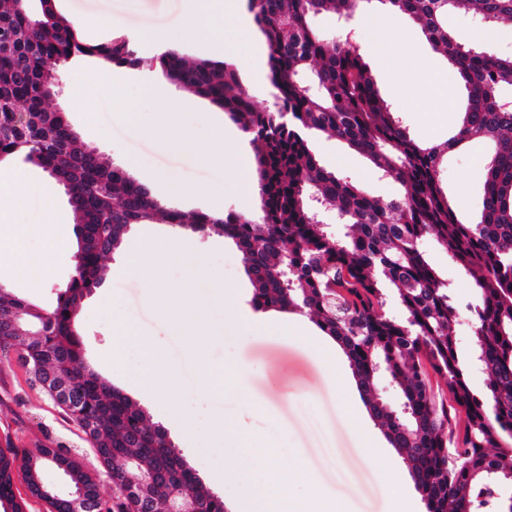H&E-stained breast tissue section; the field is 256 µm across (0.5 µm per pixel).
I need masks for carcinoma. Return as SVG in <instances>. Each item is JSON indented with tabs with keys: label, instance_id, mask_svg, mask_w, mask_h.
Wrapping results in <instances>:
<instances>
[{
	"label": "carcinoma",
	"instance_id": "1",
	"mask_svg": "<svg viewBox=\"0 0 512 512\" xmlns=\"http://www.w3.org/2000/svg\"><path fill=\"white\" fill-rule=\"evenodd\" d=\"M364 0H247L266 45L271 110L255 108L228 63L192 60L175 49L160 57L166 76L228 112L257 147L258 218L227 212L186 215L88 145L55 108L58 68L77 55L96 54L117 66L136 63L126 38L86 43L55 0L36 2L39 21L17 0H0V161L16 156L69 189L76 224L74 274L49 308L0 286V355L14 354L45 369L37 388L79 427L99 468L91 471L61 446L0 448V505L25 512L14 495L19 470L48 512H71V498L43 481L59 472L73 491L99 500V512H153L185 494L197 512H226L131 398L85 360L75 331L83 299L105 279L106 258L134 224L162 221L224 236L242 255L260 311L308 315L345 354L372 417L406 464L426 512H512V56L458 44L448 16L463 13L486 28L512 24V0H384L422 24L434 49L464 81L468 106L455 134L435 145L414 141L379 94L363 55L330 40L316 18L353 15ZM331 134L363 155L376 173L400 182L402 194L377 198L364 185L325 167L313 140ZM475 136L490 145L482 211L464 223L442 188L438 170L448 151ZM349 227L339 239L320 224L310 196ZM434 239L448 258L473 274L474 296L464 306L422 249ZM394 292L402 314L387 310ZM469 314L474 345L462 354L452 327ZM23 329L41 336H20ZM488 375L485 390L469 384L474 369ZM385 376L401 392L403 413L376 395ZM452 390V401L438 380ZM112 474V495H101L99 469Z\"/></svg>",
	"mask_w": 512,
	"mask_h": 512
}]
</instances>
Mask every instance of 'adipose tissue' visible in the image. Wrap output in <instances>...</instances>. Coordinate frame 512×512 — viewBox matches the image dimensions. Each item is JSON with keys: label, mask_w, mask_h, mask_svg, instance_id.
<instances>
[{"label": "adipose tissue", "mask_w": 512, "mask_h": 512, "mask_svg": "<svg viewBox=\"0 0 512 512\" xmlns=\"http://www.w3.org/2000/svg\"><path fill=\"white\" fill-rule=\"evenodd\" d=\"M193 8L182 14L178 25L186 36H194L200 30L211 33L204 45V52L220 55L224 52V10L234 7L236 0H193ZM34 185L14 175L8 166L0 164V241L5 244L4 255L18 265H27L30 287L38 288L47 278V273L36 260L27 255L24 238L14 230L12 213L26 206ZM123 274L145 279L148 283L147 296L152 305L169 311L180 304L192 301L190 291L175 293L165 282V269L158 260V249L148 242L137 240L127 248ZM112 316V361L120 363L121 350L126 346L136 347L141 356L140 365L134 376V384L144 395L170 394L176 391L180 380L167 366L153 341L141 336L131 316L126 315L119 304L109 307ZM221 331L207 329L189 345L196 354L198 371L195 383L200 392L211 397H233L240 403H247L250 387V369L245 361L234 360L213 363L204 352L215 342L221 341ZM301 472H290L270 465L266 472L267 486L264 490L236 498L233 512H329L328 508L313 501L292 504L288 499L289 485L301 479Z\"/></svg>", "instance_id": "1"}]
</instances>
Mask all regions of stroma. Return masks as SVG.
Returning a JSON list of instances; mask_svg holds the SVG:
<instances>
[{
	"label": "stroma",
	"instance_id": "35a3bbf8",
	"mask_svg": "<svg viewBox=\"0 0 512 512\" xmlns=\"http://www.w3.org/2000/svg\"><path fill=\"white\" fill-rule=\"evenodd\" d=\"M56 6L66 17L98 21L103 41L118 36L131 38L139 58L136 66L114 67L97 56H80L60 67L55 104L67 113L85 143L117 165L127 156L136 159L141 168L136 181L164 199L167 207L185 213L207 211L204 200H184L172 192L179 183L194 182L223 186L225 210L258 214L259 198H243L229 178V167L207 159L215 147L217 130L237 136L240 148L249 153L254 150L251 141L241 136L238 125L223 109L168 82L157 65L160 54L172 47L193 59L202 56L199 45L186 40L173 24L174 18L188 8V0H56ZM317 25L329 38L343 40L359 35L373 44V51L365 58L375 84L391 108L399 112L411 138L439 143L453 134L467 105L464 82L457 69L433 50L417 21L403 13L389 12L380 0H371L346 23L323 15ZM143 30L159 32L160 37L140 38ZM226 60L240 74L255 106L272 107L273 89L267 79L264 49L253 53L232 50ZM430 62L442 71L440 80L446 96L437 95L428 82L426 65ZM107 70L112 73L113 87L124 97L123 113L114 112L107 91L88 98L75 96L76 87L85 83L89 74ZM158 83L164 84L167 98L155 95L153 87ZM171 96L192 101L190 108L182 110L180 121L192 134L193 143L180 152L164 148L148 128L153 113L167 107ZM314 150L325 166L365 184L375 196L392 199L399 195L398 182L376 174L365 159L335 138L318 137ZM488 154L487 145L475 140L450 150L440 169L449 197L459 203L468 220L474 219L481 208ZM152 173L164 174L166 185L151 183L148 176ZM43 220L41 205L36 201L13 217L26 234L30 255L47 267L48 281L42 288H30L13 263L4 260L0 262V282L7 284L12 294L49 307L71 277L73 263L70 255L46 252L38 229ZM153 237L185 239L183 249L165 248L160 255L168 288L178 292L191 287L193 306L170 312L154 308L146 299V285L141 279L120 275L124 254L114 253L104 283L84 298L77 323L88 362L142 407L154 423L165 428L168 439L201 482L225 500L248 493L259 484L264 452L270 448L281 464L306 470L307 480L290 488L295 498L314 497L336 507L337 512H389L387 493L394 473L405 470L406 465L375 421L360 423L358 415L344 409L341 396L355 384L345 354L340 352L335 359H328L293 332L255 336L243 328L225 329L227 318L253 308L252 286L233 242L178 224H136L127 235L131 241ZM104 295L118 299L142 335L155 339L181 378L175 394L155 399L135 392L130 379L139 365L137 350H126L123 366L113 367L112 321L98 304ZM211 327L224 329L225 335L223 342L209 347L208 359L241 358L250 366V413H243L234 400H215L195 388L196 359L188 345L199 329ZM240 418L245 419L255 448L245 459L239 479L213 483V476L224 472V439L215 434L214 427L219 422L234 424ZM364 427L378 440L377 448L368 455L363 453L359 440ZM53 441L80 455L86 465L95 466L94 454L80 428L32 387L15 360L0 359V445L10 442L32 449Z\"/></svg>",
	"mask_w": 512,
	"mask_h": 512
}]
</instances>
